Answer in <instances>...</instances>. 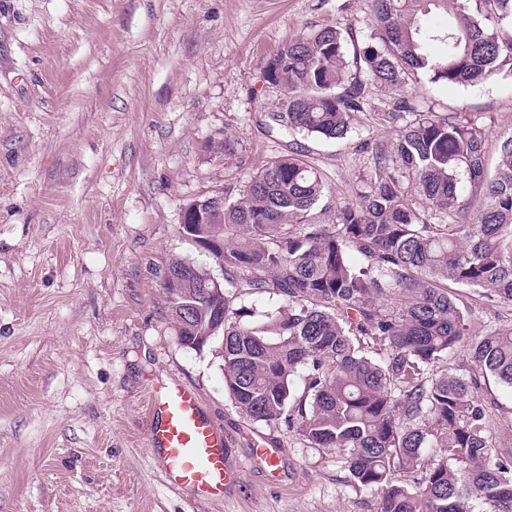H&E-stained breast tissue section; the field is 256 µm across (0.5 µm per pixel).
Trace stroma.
I'll return each mask as SVG.
<instances>
[{
  "mask_svg": "<svg viewBox=\"0 0 512 512\" xmlns=\"http://www.w3.org/2000/svg\"><path fill=\"white\" fill-rule=\"evenodd\" d=\"M370 0H0V512H380L342 452L245 417L224 389L222 339L183 347L167 312L171 260L221 270L180 232L185 204L243 189L303 151L334 201L389 145L394 91L369 86L354 131L327 143L269 126L267 59L310 28L365 34ZM424 107L512 131V75L472 87L410 79ZM230 140L229 154L210 144ZM473 334L512 329V305L460 289ZM194 388L242 481L200 503L147 446V394ZM477 396L512 455V389ZM279 449L271 477L249 461Z\"/></svg>",
  "mask_w": 512,
  "mask_h": 512,
  "instance_id": "stroma-1",
  "label": "stroma"
}]
</instances>
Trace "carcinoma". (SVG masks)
I'll use <instances>...</instances> for the list:
<instances>
[{"label":"carcinoma","mask_w":512,"mask_h":512,"mask_svg":"<svg viewBox=\"0 0 512 512\" xmlns=\"http://www.w3.org/2000/svg\"><path fill=\"white\" fill-rule=\"evenodd\" d=\"M434 11L452 21L431 25ZM371 12L361 40L324 27L279 47L263 71L284 91L270 123L341 140L370 84L512 73V0H371ZM394 107L409 120L391 147H371L355 200L331 203L296 152L211 201L197 231L224 242V388L250 420L342 451L353 483L381 493V512H512V458L488 429L477 379L433 371L469 335L448 285L512 303V132L491 169L477 120L405 96ZM170 266L169 316L203 329L209 273ZM265 294L285 305L254 308ZM468 356L512 388V329L472 338Z\"/></svg>","instance_id":"1"}]
</instances>
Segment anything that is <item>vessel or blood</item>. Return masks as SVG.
Here are the masks:
<instances>
[{
	"mask_svg": "<svg viewBox=\"0 0 512 512\" xmlns=\"http://www.w3.org/2000/svg\"><path fill=\"white\" fill-rule=\"evenodd\" d=\"M147 442L166 481L201 500L223 498L239 475L228 458V441L204 412L197 392L173 383L149 396Z\"/></svg>",
	"mask_w": 512,
	"mask_h": 512,
	"instance_id": "b4317fda",
	"label": "vessel or blood"
}]
</instances>
